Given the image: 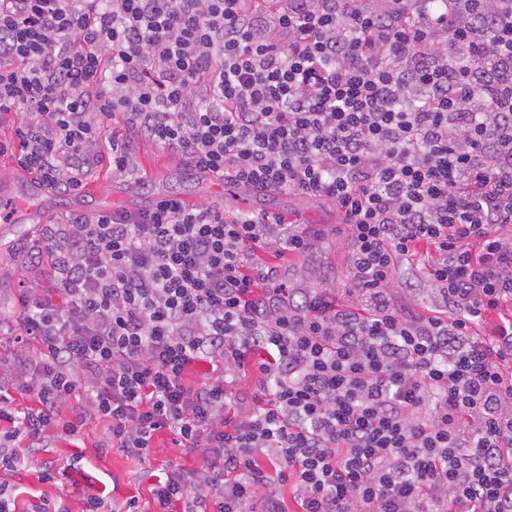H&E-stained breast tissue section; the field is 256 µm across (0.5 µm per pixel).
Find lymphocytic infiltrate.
<instances>
[{
  "label": "lymphocytic infiltrate",
  "instance_id": "lymphocytic-infiltrate-1",
  "mask_svg": "<svg viewBox=\"0 0 512 512\" xmlns=\"http://www.w3.org/2000/svg\"><path fill=\"white\" fill-rule=\"evenodd\" d=\"M4 123L0 157L64 195L103 166L145 185V139L334 204L355 302L294 303L264 256L322 233L278 212L171 196L41 225L50 270L0 363L34 401L0 406V512H71L19 504L14 443L90 419L103 453L200 452L157 476L158 512H512V316L476 332L512 306V0H0ZM423 246L420 316L392 286Z\"/></svg>",
  "mask_w": 512,
  "mask_h": 512
}]
</instances>
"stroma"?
Masks as SVG:
<instances>
[{
	"mask_svg": "<svg viewBox=\"0 0 512 512\" xmlns=\"http://www.w3.org/2000/svg\"><path fill=\"white\" fill-rule=\"evenodd\" d=\"M137 160L148 174V184L143 188H135L136 203L147 204L154 194L155 184L159 182L164 183L167 192L184 196L192 202L220 203L224 200L223 191L200 190L196 171L162 152L152 142L144 141L139 144ZM249 206L253 209L300 216L303 222L315 225L317 229L325 232L326 237L316 252L304 257L289 255L280 260L281 275L288 279L292 287L337 288L344 282L349 271V248L344 235L335 230L340 216L333 205L315 206L301 196L276 193L250 198ZM37 232L38 227L34 224L0 223V268L6 271L5 277L0 279V318L7 319L6 329L10 332L20 329L19 324L10 319L11 303L16 290L22 281L37 274L36 268L27 263L23 255ZM104 430V422L90 420L83 425L77 436L65 435L53 440L47 453L21 454L17 481L21 486L22 499L26 500L44 492L54 493V486L42 485L36 479V472L44 461L54 460L62 466L71 455L80 453L84 456V468L82 472L71 473L72 481L79 483L83 478H90L111 498L123 500L134 495L139 499L142 512H154L155 505L150 488L153 475L161 464L173 460L177 465L189 469L202 464V457L197 452L173 456L171 437L164 432L159 433L155 439L149 463H138L116 448L111 449L107 455H98L96 446Z\"/></svg>",
	"mask_w": 512,
	"mask_h": 512,
	"instance_id": "35a3bbf8",
	"label": "stroma"
}]
</instances>
